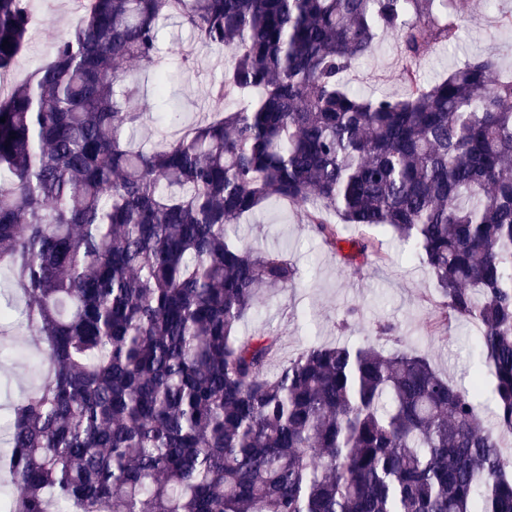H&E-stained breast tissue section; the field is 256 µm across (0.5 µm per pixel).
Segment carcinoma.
I'll list each match as a JSON object with an SVG mask.
<instances>
[{
	"label": "carcinoma",
	"instance_id": "1",
	"mask_svg": "<svg viewBox=\"0 0 512 512\" xmlns=\"http://www.w3.org/2000/svg\"><path fill=\"white\" fill-rule=\"evenodd\" d=\"M76 2L51 61L0 95V268L50 364L12 407L10 512H512V78L477 56L422 82L413 63L457 38L447 0ZM172 16L230 66L212 115L137 146L126 65L164 97ZM31 24L0 0V73ZM381 33L401 98L342 82ZM273 200L337 253L349 225L413 244L440 293L430 331L480 325L494 425L478 380L414 351L313 344L269 371L276 340L236 327L298 268L228 227ZM352 248L383 260L371 235Z\"/></svg>",
	"mask_w": 512,
	"mask_h": 512
}]
</instances>
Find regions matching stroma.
I'll use <instances>...</instances> for the list:
<instances>
[{
	"instance_id": "1",
	"label": "stroma",
	"mask_w": 512,
	"mask_h": 512,
	"mask_svg": "<svg viewBox=\"0 0 512 512\" xmlns=\"http://www.w3.org/2000/svg\"><path fill=\"white\" fill-rule=\"evenodd\" d=\"M33 26L27 48L12 71L18 84L50 57L53 44L71 33L78 21L75 0H29ZM448 10L461 26L456 42L436 46L418 60L416 68L423 81L447 76L456 65L480 55L494 57L497 76L512 74V0H448ZM160 48L174 75L170 96L183 114L172 125L163 105L148 114L141 140L157 145L177 139L184 127L196 123L210 100V90L222 81L227 52L199 43L186 24L174 18L160 34ZM190 53L191 67H183L178 51ZM402 61L397 39L383 35L374 52L344 75L345 84L361 94L402 95ZM230 235L242 243L264 250H278L299 268L291 288L261 291L258 306L239 323L241 336L262 334L278 340L275 365H283L306 346L357 344L372 341L384 351L405 349L425 354L450 383L466 385L472 373L482 375L483 386L478 414L490 422L493 378L479 355V327L473 322H454L445 335L427 327L428 317L440 294L427 268L400 239L380 232L387 259L347 265L340 254L325 249L310 225L304 224L296 207L277 201L264 203ZM393 327L384 335L383 327ZM9 354L0 356V410L32 392L39 384L34 340L22 328L13 330Z\"/></svg>"
}]
</instances>
